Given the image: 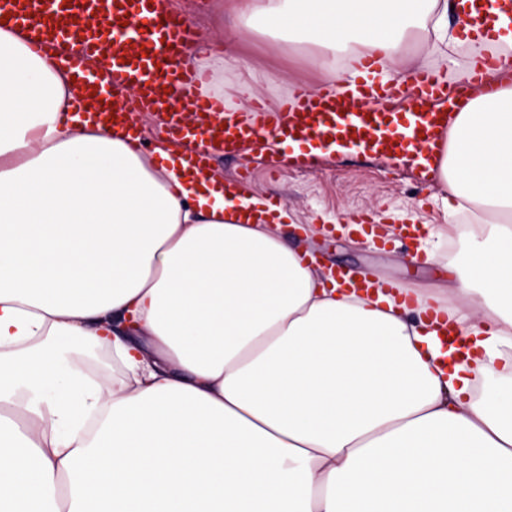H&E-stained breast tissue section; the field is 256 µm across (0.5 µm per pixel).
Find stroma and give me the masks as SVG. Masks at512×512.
<instances>
[{"label":"stroma","instance_id":"35a3bbf8","mask_svg":"<svg viewBox=\"0 0 512 512\" xmlns=\"http://www.w3.org/2000/svg\"><path fill=\"white\" fill-rule=\"evenodd\" d=\"M169 2L173 15L189 25L191 40L206 43L210 55L223 56L225 35L236 31L224 8L225 0ZM237 47L250 68L240 71L229 64L216 68L214 87L225 96L236 97L240 85L247 83L272 106L288 97L294 87L321 84L309 46L253 32L238 36ZM245 171L250 174L245 191L292 214L294 224L286 228V235L325 268L345 266L393 283H429L438 267H463L472 245L460 218L449 217L439 181L432 178L419 184L416 171L407 164L333 152L321 157L314 167L288 166L273 172L244 147L232 155L213 158L208 169L209 175L226 182ZM361 212L381 225H419V235L404 239L398 248L390 240L369 241L358 234L330 237L321 230L322 225L342 224ZM305 224L315 225V234L305 235L301 230ZM422 245L435 252V263L410 261V254Z\"/></svg>","mask_w":512,"mask_h":512}]
</instances>
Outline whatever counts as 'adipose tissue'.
<instances>
[{
  "instance_id": "obj_1",
  "label": "adipose tissue",
  "mask_w": 512,
  "mask_h": 512,
  "mask_svg": "<svg viewBox=\"0 0 512 512\" xmlns=\"http://www.w3.org/2000/svg\"><path fill=\"white\" fill-rule=\"evenodd\" d=\"M478 9L230 0L348 89L414 40L455 69L451 26L483 43ZM496 75L439 106L466 269L389 291L319 271L180 153L69 111L71 73L0 27V512H512V68Z\"/></svg>"
}]
</instances>
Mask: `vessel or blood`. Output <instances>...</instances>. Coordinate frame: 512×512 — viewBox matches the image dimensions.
I'll return each instance as SVG.
<instances>
[{"mask_svg": "<svg viewBox=\"0 0 512 512\" xmlns=\"http://www.w3.org/2000/svg\"><path fill=\"white\" fill-rule=\"evenodd\" d=\"M27 29L36 50H52L61 67L81 73L76 105L88 100L112 102L115 123L126 126L142 114H160L173 141L195 144L193 168L204 174L214 146L250 145L274 164L288 161L272 140L299 144L309 164L322 148L347 154L413 162L431 156L449 115L431 108L448 94L439 75L415 73L410 83L379 89L364 84L358 94L333 86L298 89L277 110L253 106L255 122L228 120L225 102L198 92L196 70L182 61L190 32L162 8L159 0H0V16ZM99 70L88 71V57ZM408 102L407 111L393 101Z\"/></svg>", "mask_w": 512, "mask_h": 512, "instance_id": "obj_1", "label": "vessel or blood"}]
</instances>
